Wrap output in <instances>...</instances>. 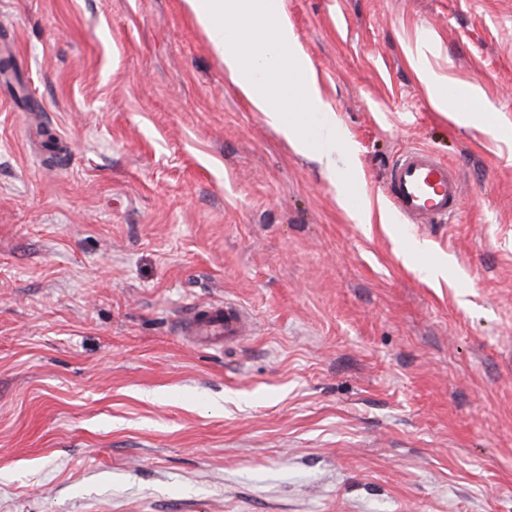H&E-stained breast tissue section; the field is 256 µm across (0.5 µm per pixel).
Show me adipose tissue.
I'll return each mask as SVG.
<instances>
[{
    "instance_id": "ef3b65f1",
    "label": "adipose tissue",
    "mask_w": 512,
    "mask_h": 512,
    "mask_svg": "<svg viewBox=\"0 0 512 512\" xmlns=\"http://www.w3.org/2000/svg\"><path fill=\"white\" fill-rule=\"evenodd\" d=\"M195 22L224 63L225 75L295 149L306 151L315 140L330 143L336 134L325 128L313 135L304 119L329 110L310 63L283 9L282 0H184ZM251 31L255 49L243 62L235 47Z\"/></svg>"
}]
</instances>
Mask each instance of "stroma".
I'll return each mask as SVG.
<instances>
[{"instance_id": "1", "label": "stroma", "mask_w": 512, "mask_h": 512, "mask_svg": "<svg viewBox=\"0 0 512 512\" xmlns=\"http://www.w3.org/2000/svg\"><path fill=\"white\" fill-rule=\"evenodd\" d=\"M283 8L324 159L183 0H0V512H512V0ZM413 146L453 223L391 210ZM224 301L253 336L179 333ZM430 83L432 85L430 103L438 111L449 112V114L465 122L479 117L480 113L484 112L481 107V97L477 87L471 86L470 93L459 91L464 93L468 100V106L462 107L458 101V92H454L449 87L448 92L436 89L437 85L434 80H430ZM459 168L420 147L404 150L393 163L386 198L408 224H446L459 205Z\"/></svg>"}]
</instances>
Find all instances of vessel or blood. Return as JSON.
Segmentation results:
<instances>
[{
  "label": "vessel or blood",
  "instance_id": "1",
  "mask_svg": "<svg viewBox=\"0 0 512 512\" xmlns=\"http://www.w3.org/2000/svg\"><path fill=\"white\" fill-rule=\"evenodd\" d=\"M462 174L433 152L413 147L393 163L386 198L393 211L411 224H443L459 205ZM254 321L243 307L227 302L194 311L182 334L197 345H233L251 336Z\"/></svg>",
  "mask_w": 512,
  "mask_h": 512
}]
</instances>
